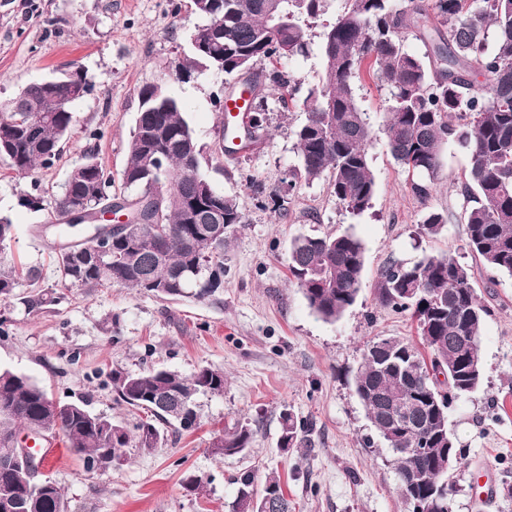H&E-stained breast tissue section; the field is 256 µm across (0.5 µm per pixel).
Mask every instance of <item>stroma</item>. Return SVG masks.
<instances>
[{
    "label": "stroma",
    "instance_id": "obj_1",
    "mask_svg": "<svg viewBox=\"0 0 512 512\" xmlns=\"http://www.w3.org/2000/svg\"><path fill=\"white\" fill-rule=\"evenodd\" d=\"M198 23L190 0H0V103L32 81L78 66L92 83L51 168L31 180L0 162V215L14 225L0 258L38 272L23 280L20 294L55 291L59 250L41 231L51 214L22 205V197L58 193L89 153L119 173L135 126L138 86H173L174 63ZM354 90L372 130L377 182L363 214L351 215L326 180L289 187L288 173L298 163L294 131L305 120L301 109L269 114L262 149L224 156L225 90L221 78L207 73L186 88V118L203 147L204 171L218 191L237 195L247 216L224 256L223 288L202 300L163 299L117 284L68 288L58 304L33 312L17 300L0 301V316L8 319L0 369L29 376L60 403L88 402L130 429L141 414L115 401L113 370L166 368L188 377L210 366L226 376L223 394L198 395V427L169 433L166 446L151 452L129 447L126 462L108 472L86 471L70 448H61L44 471L62 488L68 512H230L235 479L245 471L254 472L259 485L278 474L296 512H409L392 452L379 441L365 444L372 425L352 378L369 340L414 338L409 314L380 306L375 285L387 261L411 264L426 253L470 266L487 309L481 386L448 412L460 453L450 475L451 512H512V498L501 494L503 485H512V276L484 267L466 247L467 154L448 143L436 180L408 176L383 133L387 88L365 73ZM255 182L287 193V217L253 193ZM417 183L428 186L427 197L416 195ZM429 210L448 218L435 236L420 228ZM347 231L365 246L362 288L343 316L327 323L290 283L288 249L300 235ZM286 412L312 425L307 445L290 451L278 446ZM237 423L252 429L250 448L212 454L214 437ZM189 475L201 479V493L183 488Z\"/></svg>",
    "mask_w": 512,
    "mask_h": 512
}]
</instances>
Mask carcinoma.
<instances>
[{"instance_id":"obj_1","label":"carcinoma","mask_w":512,"mask_h":512,"mask_svg":"<svg viewBox=\"0 0 512 512\" xmlns=\"http://www.w3.org/2000/svg\"><path fill=\"white\" fill-rule=\"evenodd\" d=\"M326 0H208L192 13L205 20L196 33L204 39L221 30L224 39L208 48L191 46L175 65V82L188 84L209 71L235 79L227 93L245 86L252 93L242 117L248 141L236 145L228 129L224 151L253 149L254 132L267 122L266 80L278 87L274 102L287 107L294 79L280 71L264 73L261 65L309 50V29L325 11ZM345 6L323 33V74L303 102L305 121L294 131L299 166L296 180L325 178L331 193L353 215L371 207L376 180L369 162L372 142L366 113L359 106L353 80L362 66L379 75L392 99L384 134L393 158L406 172L434 179L440 156L450 141L466 149L469 167L464 193L473 199L465 212L467 245L485 267L512 275V0H344ZM427 47L423 57L405 49L408 36ZM483 78L477 86V78ZM76 80L89 91L86 73L75 70L54 80L32 82L0 106V160L29 178L54 165L74 124V106L81 100L69 91ZM139 111L127 144L121 186L131 197L112 194V180L92 155L73 168L61 191L46 199L27 195L21 203L47 210L58 222L44 232L64 237L76 224L95 231L94 210L121 200L146 222L141 235L112 241L106 264H73L66 246L55 262L66 288H106L114 284L162 298L204 299L224 284V254L205 260L187 247L200 224L187 222V206L197 198L202 149L186 119L184 100L161 84L146 83L138 92ZM164 137L167 154L158 164L145 135ZM224 210V244H229L245 214L235 194L218 192ZM161 221L162 236L147 221ZM445 217L428 211L421 229L441 233ZM365 247L350 232L334 236H299L291 241L288 270L308 307L326 322L339 320L361 290ZM21 276L0 266V296L9 298ZM381 306L410 313L421 352L398 337L366 345L353 377V390L368 418L385 408L390 433L383 436L394 454L401 496L409 502L436 503L447 512L451 485L448 461H458L448 430V409L456 399L480 385L483 368L479 340L485 307L472 286L471 268L447 255L425 254L406 265L390 261L375 286ZM115 400L147 414L130 432L123 424L97 415L85 403L61 409L47 390L25 375L0 369V449L3 439L24 431L60 437L78 454L87 471H107L126 461L134 442L145 451L162 448L167 435L159 425L188 430L198 424L196 396L224 393V371L202 367L190 377L167 369L138 373L112 370ZM312 425L282 417L280 447L299 448ZM253 431L242 425L224 428L211 443L216 455L231 456L251 447ZM232 512H291L280 480L266 478L262 494L254 476L236 478ZM11 512H68L61 488L52 480L41 486L19 483Z\"/></svg>"}]
</instances>
